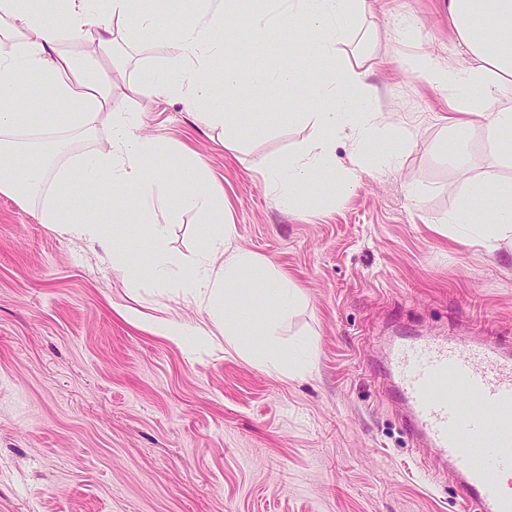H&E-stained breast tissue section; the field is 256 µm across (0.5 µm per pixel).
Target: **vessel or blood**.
<instances>
[{"instance_id": "1", "label": "vessel or blood", "mask_w": 512, "mask_h": 512, "mask_svg": "<svg viewBox=\"0 0 512 512\" xmlns=\"http://www.w3.org/2000/svg\"><path fill=\"white\" fill-rule=\"evenodd\" d=\"M387 369L408 433L455 474L462 512H512V350L416 336Z\"/></svg>"}]
</instances>
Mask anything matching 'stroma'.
Instances as JSON below:
<instances>
[{"label": "stroma", "instance_id": "stroma-1", "mask_svg": "<svg viewBox=\"0 0 512 512\" xmlns=\"http://www.w3.org/2000/svg\"><path fill=\"white\" fill-rule=\"evenodd\" d=\"M347 55L374 53L370 105L410 127L417 142L392 170L349 187L321 182L282 209L261 181L311 134L305 109L315 66L253 39L245 16L223 63L250 74L259 61L293 66V93L258 100L213 94L244 115L235 148L177 98L153 99L139 71L164 62L180 0H157L142 42L116 28L123 74L112 108L139 117L167 144L159 165L185 150L223 192L236 246L288 276L302 302L288 341L305 362L273 374L223 337L195 333L206 313L179 279L132 285L101 246L40 223L0 194V512H459L452 475L428 479L380 366L393 337L463 336L512 344V244L495 253L437 228L462 182L445 156L448 94L414 71L432 52L457 68L462 52L446 0H370ZM413 24L404 41L396 26ZM476 117L474 174L512 182V164ZM178 258L200 248L195 214L157 212ZM182 322L181 342L151 333L153 318Z\"/></svg>", "mask_w": 512, "mask_h": 512}]
</instances>
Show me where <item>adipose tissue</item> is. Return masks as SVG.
Wrapping results in <instances>:
<instances>
[{
	"mask_svg": "<svg viewBox=\"0 0 512 512\" xmlns=\"http://www.w3.org/2000/svg\"><path fill=\"white\" fill-rule=\"evenodd\" d=\"M253 15H270L271 24L256 30L258 39H277L283 30L305 28L311 40L297 46L317 65L321 78L309 88L307 109L299 121L312 125L313 134L287 160L263 172V180L279 206L293 209L319 178L340 184L356 183L362 171L397 165L412 144V129L386 122L368 102L367 59L350 60L341 53L368 0H193L195 9L177 19L180 37L163 64L141 70L138 84L154 96L180 97L188 105L210 99L212 86L194 74L220 54L226 20L239 2ZM141 0H0V193L19 203L40 198V223L86 239L90 243L118 237L128 210L144 226L146 256L126 260L132 283L149 269L157 285L169 280L179 261L166 247L168 227L155 221L157 209L171 205L194 213L204 224L201 248L189 263L183 287L209 310L212 324L225 339L253 361L286 374L295 371L286 352V315L301 301L298 288L260 257L235 246V227L224 215V199L213 188L205 169L188 154L180 155L175 170L159 168L164 151L155 138L143 135L135 118L112 110L111 74L89 75L66 44L112 46L116 24L149 36L153 17L140 10ZM448 17L472 62L468 68L445 65L435 55L418 58L423 78L448 93L451 150L448 162L462 177L464 190L447 217L460 229V243L481 244L495 251L512 241V183L472 174L467 145L472 117L492 104L503 83H512V0H448ZM292 69L256 68L251 79L228 68L219 77L226 95L250 83L255 95L292 88ZM38 93H30V81ZM482 97H474V89ZM50 95L65 113L61 129H36L29 117L39 110L42 95ZM108 115L112 134L105 145L71 156L57 164L54 155L76 136L91 130ZM349 141L354 162L336 165L337 139ZM101 188L112 200L111 214H101L85 193ZM248 306L262 321L261 338H246L236 310Z\"/></svg>",
	"mask_w": 512,
	"mask_h": 512,
	"instance_id": "ef3b65f1",
	"label": "adipose tissue"
}]
</instances>
